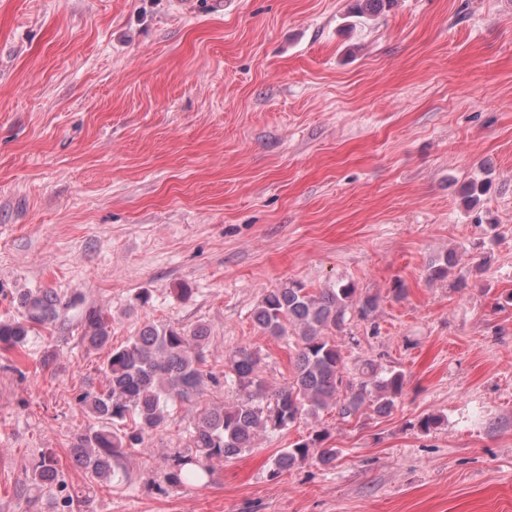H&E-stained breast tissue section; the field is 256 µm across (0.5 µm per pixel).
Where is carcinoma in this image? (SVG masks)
<instances>
[{
    "label": "carcinoma",
    "mask_w": 512,
    "mask_h": 512,
    "mask_svg": "<svg viewBox=\"0 0 512 512\" xmlns=\"http://www.w3.org/2000/svg\"><path fill=\"white\" fill-rule=\"evenodd\" d=\"M490 190L489 182L473 180L463 188V203L472 207ZM455 266V255L438 256L428 268L431 280H445ZM379 297L360 293L352 284L326 288L318 294L291 283L264 294L253 312L254 322L268 335L282 338L288 328L298 331L293 380L270 391L261 374V357L247 346L228 356L224 378L203 369L208 329L203 324L185 327L158 326L147 322L136 335L110 349L103 362L104 387L79 395L96 425L75 436L70 445L74 464L99 482H128V450L139 448L146 437L163 427L169 408L199 394L205 381L218 386L233 382L242 395L231 404L205 408L190 434L188 447L164 458L156 491L207 484L214 473L212 463L239 456L253 447L262 432L284 430L304 416L334 409L343 420L360 415L365 405L381 417L389 415L402 394L405 375L379 369L372 363L362 368L358 379L344 377V357L330 333L345 324L347 309L369 317ZM21 317L0 320V346L23 349L37 329L59 317L61 299L51 290H38L17 299ZM81 340L91 349L110 344L111 326L103 309L93 307L85 315ZM329 435L315 430L308 438L283 450L272 462L267 478L281 474L309 458L331 468L338 449L327 446ZM27 486L39 490L64 486L53 452H42L28 470ZM69 512H94L90 493L64 500Z\"/></svg>",
    "instance_id": "cac0c4a2"
}]
</instances>
